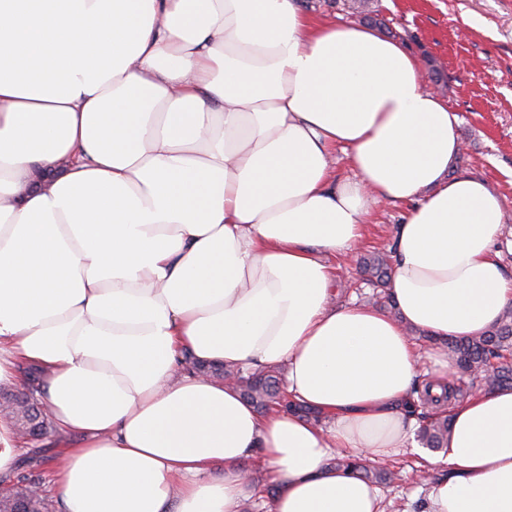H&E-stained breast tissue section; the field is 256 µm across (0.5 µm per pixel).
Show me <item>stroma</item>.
Instances as JSON below:
<instances>
[{"label": "stroma", "instance_id": "1", "mask_svg": "<svg viewBox=\"0 0 512 512\" xmlns=\"http://www.w3.org/2000/svg\"><path fill=\"white\" fill-rule=\"evenodd\" d=\"M382 33L401 42L423 74L438 70L433 92L458 119V171L487 181L505 213L501 262L512 273V0H373ZM402 207L377 205L359 256L391 257ZM417 456L387 460L400 473L382 485L388 506L420 512L425 488L412 478Z\"/></svg>", "mask_w": 512, "mask_h": 512}]
</instances>
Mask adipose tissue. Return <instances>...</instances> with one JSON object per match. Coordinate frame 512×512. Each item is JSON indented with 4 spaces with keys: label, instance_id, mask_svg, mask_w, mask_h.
Masks as SVG:
<instances>
[{
    "label": "adipose tissue",
    "instance_id": "obj_1",
    "mask_svg": "<svg viewBox=\"0 0 512 512\" xmlns=\"http://www.w3.org/2000/svg\"><path fill=\"white\" fill-rule=\"evenodd\" d=\"M423 83L399 42L302 0H0V385L40 367L80 437L59 512H242L256 460L268 512H384L331 459L411 447L423 364L454 372L414 333L512 307L501 198L455 173L458 118ZM382 202L410 206L392 314L333 301ZM187 352L285 366L302 413H259ZM450 419L424 512H512V388Z\"/></svg>",
    "mask_w": 512,
    "mask_h": 512
}]
</instances>
